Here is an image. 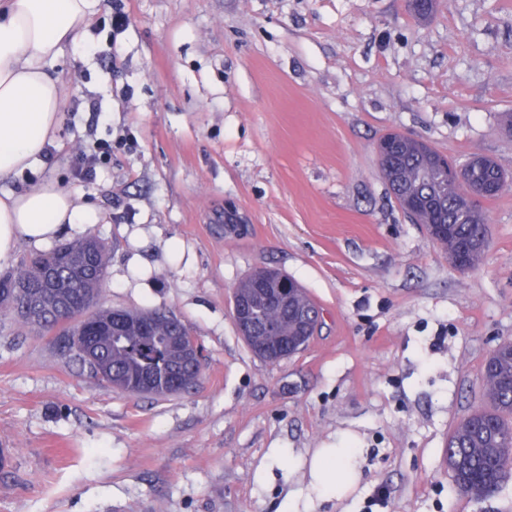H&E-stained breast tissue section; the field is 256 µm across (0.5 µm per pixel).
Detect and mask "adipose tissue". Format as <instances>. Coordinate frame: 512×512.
Listing matches in <instances>:
<instances>
[{"instance_id":"adipose-tissue-1","label":"adipose tissue","mask_w":512,"mask_h":512,"mask_svg":"<svg viewBox=\"0 0 512 512\" xmlns=\"http://www.w3.org/2000/svg\"><path fill=\"white\" fill-rule=\"evenodd\" d=\"M95 0H0V181L42 164L60 125L62 89L47 72L85 28ZM98 209L52 183L0 197V265L18 243L44 249L61 231L87 233ZM355 451L318 448L306 490L289 491L287 512H313L316 500L346 495L355 476Z\"/></svg>"}]
</instances>
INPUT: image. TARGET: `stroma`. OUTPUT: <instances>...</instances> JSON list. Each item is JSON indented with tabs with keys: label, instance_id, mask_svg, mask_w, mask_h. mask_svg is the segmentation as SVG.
I'll return each instance as SVG.
<instances>
[{
	"label": "stroma",
	"instance_id": "1",
	"mask_svg": "<svg viewBox=\"0 0 512 512\" xmlns=\"http://www.w3.org/2000/svg\"><path fill=\"white\" fill-rule=\"evenodd\" d=\"M50 73L60 129L0 195L50 181L95 205L101 304L174 313L203 347L202 377L165 399L118 393L0 314V440L18 456L0 512H280L310 476L272 449L330 447L357 449V482L316 512H512V476L474 500L443 455L512 341V0H439L425 20L405 0H100ZM393 131L506 173L476 268H455L398 207L377 155ZM96 140L110 155L76 178ZM140 224L143 295L121 280ZM260 267L323 313L275 363L233 316Z\"/></svg>",
	"mask_w": 512,
	"mask_h": 512
}]
</instances>
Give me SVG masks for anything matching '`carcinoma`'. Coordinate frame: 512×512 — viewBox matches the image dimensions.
<instances>
[{
  "label": "carcinoma",
  "mask_w": 512,
  "mask_h": 512,
  "mask_svg": "<svg viewBox=\"0 0 512 512\" xmlns=\"http://www.w3.org/2000/svg\"><path fill=\"white\" fill-rule=\"evenodd\" d=\"M443 155L427 144L405 138L379 152L384 179L390 181L401 208L412 198L437 202L409 216L427 227L445 224L434 240L459 269L475 268L487 247L482 206L465 212L458 202L466 189L475 192L487 180L502 190L506 175L497 162L470 161L469 185L448 179L440 166ZM109 251L97 238L65 241L29 257L16 274L0 275V307L15 313L32 330L57 336L61 348L87 377L133 396H145L144 372L162 375L179 370L180 390L200 380L201 363L189 362L187 345L197 344L174 314L105 308L100 296ZM233 300L246 302L255 323L245 341L260 357L274 361L278 341L308 343L321 323L320 311L303 288L273 269L262 268L242 280ZM483 382L488 407L461 418L448 437L444 457L457 490L482 499L494 494L512 471V346L498 347L485 364Z\"/></svg>",
  "instance_id": "1"
}]
</instances>
